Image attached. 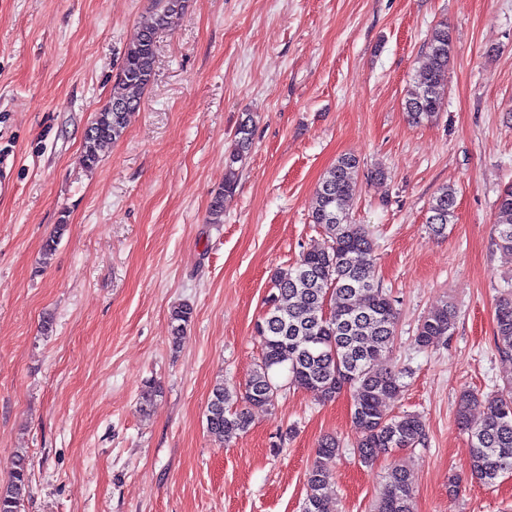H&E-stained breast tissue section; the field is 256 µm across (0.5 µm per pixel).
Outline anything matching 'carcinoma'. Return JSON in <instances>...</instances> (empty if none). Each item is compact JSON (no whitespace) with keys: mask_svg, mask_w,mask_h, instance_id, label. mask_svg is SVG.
I'll use <instances>...</instances> for the list:
<instances>
[{"mask_svg":"<svg viewBox=\"0 0 512 512\" xmlns=\"http://www.w3.org/2000/svg\"><path fill=\"white\" fill-rule=\"evenodd\" d=\"M187 0H153V20L133 35L124 51L120 70L112 84L108 103L87 127L81 164L94 168L99 151L120 138L132 116L141 108V93L155 76L158 33L171 19L183 12ZM428 62L421 80L408 94L405 108L415 124L435 120L448 90V71L452 57V37L448 25H435L426 43ZM253 120L243 119L235 132L234 146L224 166V181L215 191L209 213L214 224L224 218V203L234 196L239 168L252 143ZM358 161L351 156L338 158L335 166L319 183L311 222L321 227L327 247L302 253L293 265L276 272L268 309L257 324L262 356L244 388L245 407H226L229 394L216 385L207 406L206 428L215 440H231L251 425L250 409L273 405L280 388L276 374L287 371V383L312 393L317 398L334 400L351 393V416L362 437L356 446L361 462H373L377 450H407L420 443L424 421L416 414L391 415L386 402L397 398L403 383L402 373L383 362L390 358L396 332L394 300L375 275L376 248L369 230L354 224L349 209L358 193L355 177ZM456 192L439 189L428 208L426 223L436 238L448 234L455 217ZM495 225L497 245L512 252V186L497 199ZM192 318L185 305L172 314V332L179 338ZM456 307L444 303L427 314L419 324L414 343L428 348L438 339L453 333ZM497 352L512 358V287L500 293L495 306ZM474 395L463 392L457 402V422L470 440L472 475L492 484L512 472V386L487 399L485 418L469 419ZM340 443L323 438L316 460L307 474V493L302 512H324V494L332 477V463ZM29 473L21 456L13 461L8 483L0 485V512H22L29 494ZM375 512H413V489L408 470H390L380 492Z\"/></svg>","mask_w":512,"mask_h":512,"instance_id":"obj_1","label":"carcinoma"}]
</instances>
